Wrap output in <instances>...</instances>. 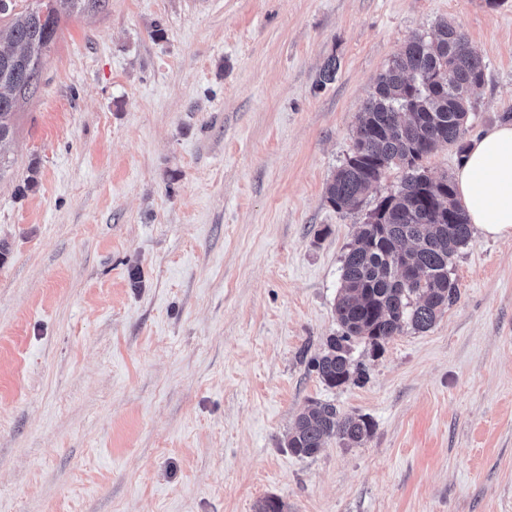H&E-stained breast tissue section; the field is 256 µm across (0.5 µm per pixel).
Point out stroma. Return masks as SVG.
<instances>
[{"label":"stroma","mask_w":512,"mask_h":512,"mask_svg":"<svg viewBox=\"0 0 512 512\" xmlns=\"http://www.w3.org/2000/svg\"><path fill=\"white\" fill-rule=\"evenodd\" d=\"M486 64L461 145L512 112V0H108L60 16L0 154V512H512V237L473 234L427 331L325 386L358 208L325 186L404 43ZM336 78L320 84L328 62ZM372 424L312 457L309 401Z\"/></svg>","instance_id":"stroma-1"}]
</instances>
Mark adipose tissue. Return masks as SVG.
I'll return each mask as SVG.
<instances>
[{"instance_id": "1", "label": "adipose tissue", "mask_w": 512, "mask_h": 512, "mask_svg": "<svg viewBox=\"0 0 512 512\" xmlns=\"http://www.w3.org/2000/svg\"><path fill=\"white\" fill-rule=\"evenodd\" d=\"M456 198L482 234L512 237V123L474 140L456 175Z\"/></svg>"}]
</instances>
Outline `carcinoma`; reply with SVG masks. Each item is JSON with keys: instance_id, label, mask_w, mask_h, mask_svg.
<instances>
[{"instance_id": "carcinoma-1", "label": "carcinoma", "mask_w": 512, "mask_h": 512, "mask_svg": "<svg viewBox=\"0 0 512 512\" xmlns=\"http://www.w3.org/2000/svg\"><path fill=\"white\" fill-rule=\"evenodd\" d=\"M40 6L0 27V146L13 134L19 96L35 92L58 19L81 0H38ZM485 64L459 28L442 23L431 38L414 36L381 74L357 117L354 150L325 187L337 210L357 208L386 170L408 174L360 226L343 258L334 313L342 334L332 336L313 368L329 387L355 378L350 342L378 348L407 328L426 331L458 298L453 259L471 241L472 227L448 176L433 179L421 162L438 145L461 141L472 94ZM363 417L311 401L287 436L296 455L311 457L328 438L357 447L370 435Z\"/></svg>"}]
</instances>
